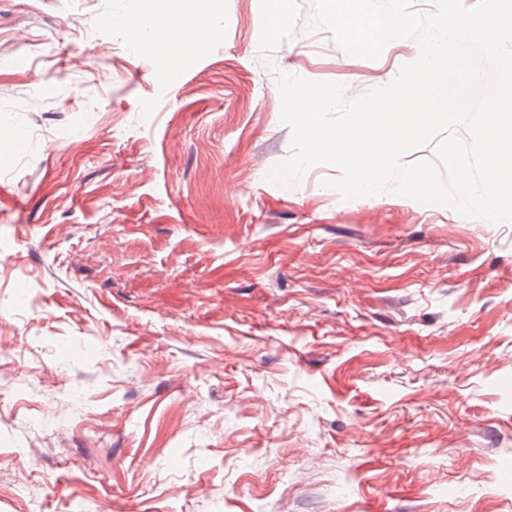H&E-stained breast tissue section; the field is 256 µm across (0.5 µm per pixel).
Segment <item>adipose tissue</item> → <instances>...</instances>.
Here are the masks:
<instances>
[{"mask_svg":"<svg viewBox=\"0 0 512 512\" xmlns=\"http://www.w3.org/2000/svg\"><path fill=\"white\" fill-rule=\"evenodd\" d=\"M223 8L224 0H139L123 18L105 20L102 31L123 24L135 42L150 44L159 67L168 69L173 59L208 52L210 42L202 30Z\"/></svg>","mask_w":512,"mask_h":512,"instance_id":"1","label":"adipose tissue"}]
</instances>
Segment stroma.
Masks as SVG:
<instances>
[{
  "instance_id": "stroma-1",
  "label": "stroma",
  "mask_w": 512,
  "mask_h": 512,
  "mask_svg": "<svg viewBox=\"0 0 512 512\" xmlns=\"http://www.w3.org/2000/svg\"><path fill=\"white\" fill-rule=\"evenodd\" d=\"M134 6L0 0V512H512V223L268 179L276 73L418 45L224 0L169 75Z\"/></svg>"
}]
</instances>
